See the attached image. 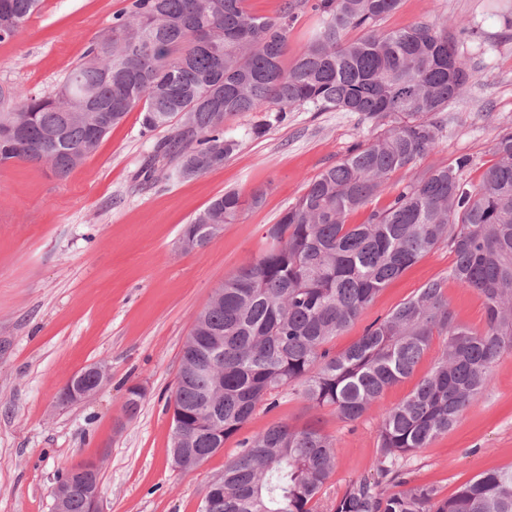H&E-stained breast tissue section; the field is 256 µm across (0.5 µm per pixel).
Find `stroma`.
Segmentation results:
<instances>
[{
  "label": "stroma",
  "mask_w": 512,
  "mask_h": 512,
  "mask_svg": "<svg viewBox=\"0 0 512 512\" xmlns=\"http://www.w3.org/2000/svg\"><path fill=\"white\" fill-rule=\"evenodd\" d=\"M289 1V44L297 49L318 24L310 0L246 6L275 17ZM129 3L40 0L20 32L0 42V90L55 94ZM427 21L447 23L473 78L441 113L444 136L415 169L466 156L472 164L465 177L475 184L494 161L495 137L512 127V0H401L381 26L392 31ZM260 123L263 134L250 136ZM224 133L238 140L237 149L223 165L186 180L169 178L163 161L145 174L154 144L169 132L145 131L136 109L66 178L44 165H0V512H54L61 471L85 460L100 465L99 512H201L205 485L223 475L241 439L281 423H315L335 440L336 466L317 512H329L352 479L373 474L381 414L431 370L438 346L356 422L313 408L291 387L194 470L172 463L173 393L195 316L215 288L261 252L266 228L307 184L375 128L351 112L297 110L281 122L270 112L232 116ZM228 190H259L263 199L206 248L184 251L185 224ZM451 263L447 247H436L383 288L333 339V350L349 347L434 280L443 281L458 321L483 328V299L448 280ZM91 364L106 368L104 387L87 400L60 403L69 377ZM133 385L142 387L143 399L129 418L123 406ZM508 463L512 355L496 362L491 384L456 425L405 469L411 484L433 486L444 499Z\"/></svg>",
  "instance_id": "stroma-1"
}]
</instances>
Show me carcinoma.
<instances>
[{"label":"carcinoma","mask_w":512,"mask_h":512,"mask_svg":"<svg viewBox=\"0 0 512 512\" xmlns=\"http://www.w3.org/2000/svg\"><path fill=\"white\" fill-rule=\"evenodd\" d=\"M39 0H0V41L14 37ZM400 0H317L320 22L288 57V15L257 16L245 0H132L53 96L18 93L0 112V165L49 164L65 177L128 112L142 126H175L157 142L172 174L189 178L224 164L236 143L224 120L244 112H356L380 133L312 179L265 233L267 247L224 280L195 317L173 398L174 443L191 471L241 431L279 390L300 387L314 408L345 422L362 418L383 391L410 376L434 338L430 372L379 420L376 476L349 483L331 512H512V464L482 473L450 497L408 485L404 460L447 432L512 354V128L493 146L477 185L463 157L423 174L415 163L443 136L438 114L467 88L470 73L448 27L394 31L378 23ZM359 29L356 40L345 39ZM410 173L382 209L347 223L390 175ZM262 192L228 191L187 224L182 246L205 248ZM439 245L454 262L448 279L477 291L486 321L460 323L443 282L428 283L346 350L331 341L387 283ZM210 357L202 374L198 361ZM336 465L335 440L318 426L273 425L241 441L224 467L214 512H314ZM62 512H90L78 481Z\"/></svg>","instance_id":"obj_1"}]
</instances>
